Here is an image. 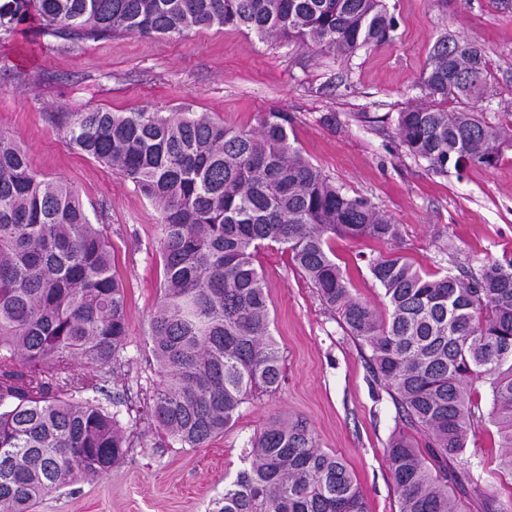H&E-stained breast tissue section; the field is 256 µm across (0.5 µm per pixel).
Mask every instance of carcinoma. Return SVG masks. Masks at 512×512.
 <instances>
[{
	"instance_id": "1",
	"label": "carcinoma",
	"mask_w": 512,
	"mask_h": 512,
	"mask_svg": "<svg viewBox=\"0 0 512 512\" xmlns=\"http://www.w3.org/2000/svg\"><path fill=\"white\" fill-rule=\"evenodd\" d=\"M31 13L40 31L69 39L218 26L338 58L396 30L385 0H3L0 30ZM487 80L476 44L439 37L422 77L433 104L397 117L405 153L440 175L496 163L500 128L468 108ZM450 98L460 107L448 109ZM293 122L275 110L253 129L181 110L60 116L75 150L118 172L161 214L163 282L148 320L159 382L148 420L181 447L202 448L242 404L278 388L271 301L255 265L276 243L369 352L372 377L402 413L408 431L386 448L399 512H463L454 464L483 417L480 385L512 445V258L430 273L398 252L373 257L385 299L378 311L354 294L333 242L391 245L399 225L309 162L290 142ZM106 231L66 183L34 170L0 133V512H30L44 494L111 471L131 448L121 393L109 392L129 365V333ZM71 359L95 374L74 378ZM251 443L218 512H369L347 465L304 422L276 417Z\"/></svg>"
}]
</instances>
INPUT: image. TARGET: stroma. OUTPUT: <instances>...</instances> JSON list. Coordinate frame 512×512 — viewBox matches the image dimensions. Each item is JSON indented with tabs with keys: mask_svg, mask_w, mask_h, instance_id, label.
Instances as JSON below:
<instances>
[{
	"mask_svg": "<svg viewBox=\"0 0 512 512\" xmlns=\"http://www.w3.org/2000/svg\"><path fill=\"white\" fill-rule=\"evenodd\" d=\"M386 4L397 21L393 40L345 59L217 26L176 38L36 37L26 22L0 32V132L27 151L35 170L65 180L87 211L103 212L127 293L124 398L132 412L121 423L137 432L121 464L44 495L32 512H216L251 438L278 415L306 422L320 448L345 461L369 512H399L385 454L401 425L394 402L279 245L262 249L255 262L282 355L278 390L243 404L235 423L201 448L181 447L136 420L158 379L146 329L160 296V213L112 168L73 149L55 124L64 112L183 107L249 129L263 112L286 111L303 155L399 224L396 247L421 270L447 268L452 257L512 256V0ZM443 35L481 47L490 78L472 109L502 128L505 141L495 166L440 176L405 154L395 127L406 106L428 104L421 78ZM335 247L357 296L381 306L382 290L364 261L381 244L339 238ZM510 456L489 421L471 429L463 457L503 500L512 498V473L501 467Z\"/></svg>",
	"mask_w": 512,
	"mask_h": 512,
	"instance_id": "35a3bbf8",
	"label": "stroma"
}]
</instances>
